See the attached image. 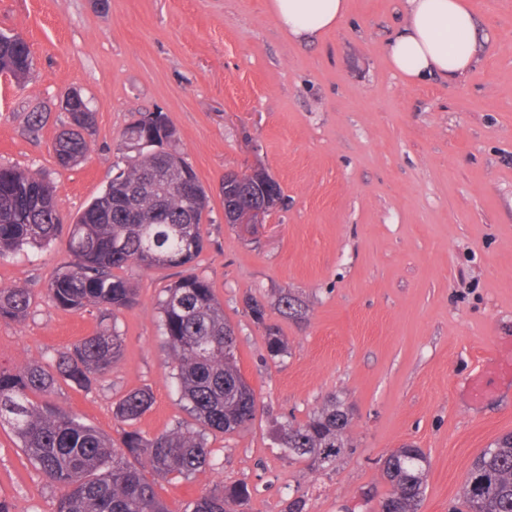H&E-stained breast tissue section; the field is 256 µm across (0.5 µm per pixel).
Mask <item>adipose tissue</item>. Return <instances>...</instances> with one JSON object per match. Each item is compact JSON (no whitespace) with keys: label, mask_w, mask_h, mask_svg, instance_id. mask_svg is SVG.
<instances>
[{"label":"adipose tissue","mask_w":512,"mask_h":512,"mask_svg":"<svg viewBox=\"0 0 512 512\" xmlns=\"http://www.w3.org/2000/svg\"><path fill=\"white\" fill-rule=\"evenodd\" d=\"M290 39L321 37L345 18L347 0H271ZM484 35L463 0H405L404 19L386 41L392 70L411 83L435 76L456 80L470 68Z\"/></svg>","instance_id":"ef3b65f1"}]
</instances>
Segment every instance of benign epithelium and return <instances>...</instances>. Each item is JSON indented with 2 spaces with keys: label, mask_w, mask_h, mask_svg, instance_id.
Instances as JSON below:
<instances>
[{
  "label": "benign epithelium",
  "mask_w": 512,
  "mask_h": 512,
  "mask_svg": "<svg viewBox=\"0 0 512 512\" xmlns=\"http://www.w3.org/2000/svg\"><path fill=\"white\" fill-rule=\"evenodd\" d=\"M169 141V131L158 122L155 129L144 131L136 149L161 151L167 148ZM275 185L276 179L258 163L224 171V223L251 226L266 223L268 215L280 206L281 197L276 195ZM243 189L248 190L257 203L251 206L238 204L237 197Z\"/></svg>",
  "instance_id": "benign-epithelium-1"
}]
</instances>
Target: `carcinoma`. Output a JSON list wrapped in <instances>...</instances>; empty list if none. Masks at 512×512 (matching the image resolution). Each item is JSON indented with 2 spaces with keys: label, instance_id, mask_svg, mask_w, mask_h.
Here are the masks:
<instances>
[{
  "label": "carcinoma",
  "instance_id": "1",
  "mask_svg": "<svg viewBox=\"0 0 512 512\" xmlns=\"http://www.w3.org/2000/svg\"><path fill=\"white\" fill-rule=\"evenodd\" d=\"M0 60L23 77L32 65L30 45L0 40ZM71 126L56 137L59 164L83 156L88 142L81 129L92 113L71 114ZM190 165L177 152L141 151L71 225L66 249L71 261L47 284L48 299L74 311L89 307L113 314L136 303L137 289L114 270L184 267L202 252L205 191L189 199L171 180ZM52 187L45 176L0 168V258L25 246L46 244L58 224ZM23 285L0 289V320L19 321L30 309ZM253 321L265 327L271 358L286 352L278 329L265 324V308L246 301ZM160 322L171 354L180 407L191 421L146 437L131 428L152 406L147 389L130 391L115 403V418L128 426L118 439L102 435L50 400L59 380L88 388L120 358L123 339L116 325L87 336L57 354L53 364L32 362L0 368V424H9L20 447L46 481L58 490L54 512H168L156 489L135 463L158 476L188 478L211 463L209 436L232 434L257 413L254 389L241 374L236 337L211 283L195 274L164 290ZM346 406L331 400L303 423L282 427L276 440L289 459L324 470L352 450ZM429 467L426 453L411 444L383 462L390 485L380 512H417ZM249 497L244 485L209 491L183 512H234ZM465 512H512V433L496 439L473 461L463 486Z\"/></svg>",
  "mask_w": 512,
  "mask_h": 512
}]
</instances>
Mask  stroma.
Returning a JSON list of instances; mask_svg holds the SVG:
<instances>
[{"label":"stroma","instance_id":"35a3bbf8","mask_svg":"<svg viewBox=\"0 0 512 512\" xmlns=\"http://www.w3.org/2000/svg\"><path fill=\"white\" fill-rule=\"evenodd\" d=\"M467 2L489 35L474 66L453 83H408L385 55L402 0H349L336 29L302 44L270 0H0V32L33 56L25 77L0 76V167L41 172L61 220L49 245L0 258V288L32 296L25 318L0 321V368L52 361L116 324L121 359L52 399L115 438L116 400L147 388L153 404L134 427L168 430L184 413L158 301L187 271L223 304L259 411L212 438L211 466L158 480L169 512L237 484L250 491L238 512H286L297 499L303 512H378L382 461L405 444L430 458L419 512H460L474 457L512 432V0ZM72 90L93 125L86 159L65 168L53 145ZM142 112L167 116L209 195L204 248L186 271L124 269L138 290L131 309L54 306L45 288L69 260V227L131 156L122 133ZM247 159L283 191L254 229L224 221V171ZM284 292L304 318L280 315ZM249 296L285 337L284 356L270 357ZM332 396L353 409L354 449L315 472L284 455L276 430ZM55 496L0 426V499L53 512Z\"/></svg>","mask_w":512,"mask_h":512}]
</instances>
